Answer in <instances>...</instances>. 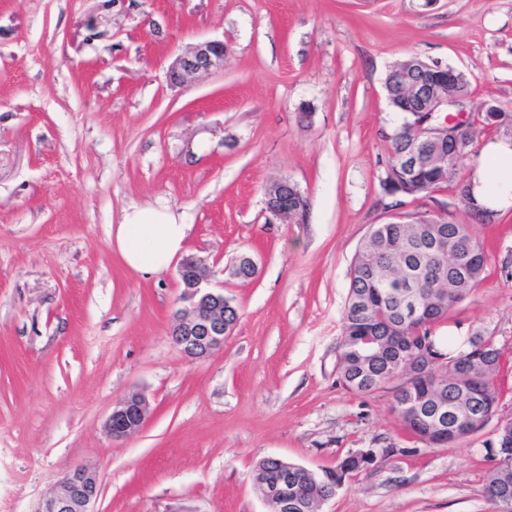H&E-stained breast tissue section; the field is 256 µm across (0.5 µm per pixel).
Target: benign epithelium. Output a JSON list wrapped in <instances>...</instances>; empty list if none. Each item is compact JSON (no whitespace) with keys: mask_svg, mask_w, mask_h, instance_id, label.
Here are the masks:
<instances>
[{"mask_svg":"<svg viewBox=\"0 0 512 512\" xmlns=\"http://www.w3.org/2000/svg\"><path fill=\"white\" fill-rule=\"evenodd\" d=\"M224 65V43L206 41L190 50L177 55L168 69V78L173 85H182L193 81L202 74ZM448 66L439 61H418L412 72L394 70L385 81L384 88L388 102L397 105V109L414 119L415 129L427 142L444 149L450 140L458 139L459 134L468 127V116L464 102L468 95L448 88ZM448 114V127L454 132L432 124L436 113ZM427 162V155L415 148L400 154L396 170L413 172ZM469 182L461 181L457 195L466 199L469 208L479 213L485 224L495 221L494 210L476 201L467 199ZM287 180H279L265 191L266 211L282 222L288 221L293 211L281 201ZM180 284L183 288L182 299L187 307L178 311L172 323L171 335L181 352L194 360L208 358L212 353L224 347V340L233 334L236 322L227 318V308L231 301L224 296L223 286L212 282V275L200 259L187 258L178 269ZM443 366V360L431 356L421 349L413 354L408 362L405 377L411 378L432 367ZM149 413V401L140 392H132L113 409L106 422V432L112 439L127 438L138 433L145 425ZM274 464L271 474L253 483L254 490L268 508V512H308L306 499L288 493L289 473L297 470L295 464L279 457H270ZM322 491L334 497L336 491L344 485L340 473H331L323 479H316ZM99 493V475L88 466H76L70 469L57 482L52 491L42 500L39 512H94L91 506Z\"/></svg>","mask_w":512,"mask_h":512,"instance_id":"benign-epithelium-1","label":"benign epithelium"}]
</instances>
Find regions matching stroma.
Returning <instances> with one entry per match:
<instances>
[{
  "label": "stroma",
  "instance_id": "1",
  "mask_svg": "<svg viewBox=\"0 0 512 512\" xmlns=\"http://www.w3.org/2000/svg\"><path fill=\"white\" fill-rule=\"evenodd\" d=\"M207 40L223 67L171 85L172 60ZM412 57L466 73L468 112H512V0H0V512H37L78 465L99 474L95 512H266L261 459L321 475L387 445L401 456L320 512H495L485 448L512 419V208L481 226L485 278L438 330L492 337V422L426 448L389 390L348 392L336 371L352 260L389 220L384 78ZM280 179L305 218L267 213ZM133 204L182 215L183 257L239 309L206 359L171 336L176 267L144 275L112 248ZM405 209L472 221L451 186ZM244 253L248 282L231 274ZM135 391L146 424L109 438Z\"/></svg>",
  "mask_w": 512,
  "mask_h": 512
}]
</instances>
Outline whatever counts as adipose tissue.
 I'll list each match as a JSON object with an SVG mask.
<instances>
[{
    "label": "adipose tissue",
    "instance_id": "obj_1",
    "mask_svg": "<svg viewBox=\"0 0 512 512\" xmlns=\"http://www.w3.org/2000/svg\"><path fill=\"white\" fill-rule=\"evenodd\" d=\"M472 192L493 209L512 206V141L485 148L482 165L471 176ZM189 227L166 207L131 206L112 227V245L125 264L151 274L167 269L181 252Z\"/></svg>",
    "mask_w": 512,
    "mask_h": 512
}]
</instances>
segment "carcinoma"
Returning <instances> with one entry per match:
<instances>
[{
  "label": "carcinoma",
  "instance_id": "carcinoma-1",
  "mask_svg": "<svg viewBox=\"0 0 512 512\" xmlns=\"http://www.w3.org/2000/svg\"><path fill=\"white\" fill-rule=\"evenodd\" d=\"M483 127L491 126L486 112L470 116V123L459 139V144L448 145V161L453 168L470 152L480 131L476 123ZM398 129L402 133L389 138L390 153L388 164L395 166L398 154L410 146L420 152L433 155L435 149L426 143L419 133L401 121ZM458 173L444 176L438 165L421 168L414 179V190H409L403 178L385 191L392 194L388 208H397L403 199L423 192H433L453 181ZM440 234L450 246L459 245L474 256V276L469 281H456L448 285V275L444 274L420 284L417 296L420 302L433 308L427 319L408 318L404 315L398 287L390 281L396 266L403 261L413 273L428 267L442 268L440 259L429 249L430 239ZM487 267V254L472 225L443 220L432 223L425 211L412 215L407 224H377L374 234L366 239L355 256L350 269V282L347 302L343 315L342 339L337 371L340 383L350 392L367 395L387 385L392 390V410L397 413L405 429L428 448H446L450 442L468 438L466 429L472 427L480 432L485 424L476 427L472 422L477 416L495 407L497 390L495 380L500 371V352L496 348L481 355L475 351L476 341H484V336L470 337L469 348L464 357L448 356L447 370L428 371L424 376L411 382L408 393H402L397 379L404 369L405 356L386 350L381 356L367 361L362 359L361 340L372 337L385 346L393 337H400L409 347H427L448 351L444 337L436 335L435 328L448 322L449 314L484 279ZM438 398L447 401L453 413L448 415L446 430L432 432L428 420L432 416L431 405ZM512 479V473L494 466L484 487V497L498 504V497L504 478Z\"/></svg>",
  "mask_w": 512,
  "mask_h": 512
}]
</instances>
